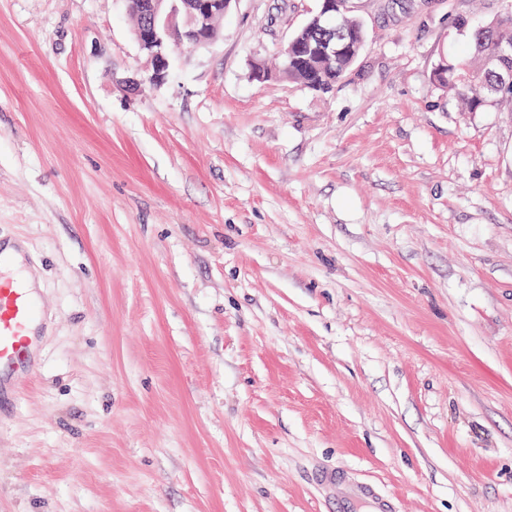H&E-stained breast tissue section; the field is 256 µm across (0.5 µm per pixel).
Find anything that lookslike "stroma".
<instances>
[{"label":"stroma","mask_w":512,"mask_h":512,"mask_svg":"<svg viewBox=\"0 0 512 512\" xmlns=\"http://www.w3.org/2000/svg\"><path fill=\"white\" fill-rule=\"evenodd\" d=\"M350 0L326 96L276 66L319 0H233L166 81L124 0H0V240L37 372L0 512H512V108L434 79L507 0ZM468 27H460L459 18ZM320 485L334 486L342 512H398L394 499L380 495L373 487L353 482L339 470H322L316 474ZM367 504L369 511H361Z\"/></svg>","instance_id":"obj_1"}]
</instances>
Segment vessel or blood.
<instances>
[{
  "instance_id": "obj_1",
  "label": "vessel or blood",
  "mask_w": 512,
  "mask_h": 512,
  "mask_svg": "<svg viewBox=\"0 0 512 512\" xmlns=\"http://www.w3.org/2000/svg\"><path fill=\"white\" fill-rule=\"evenodd\" d=\"M37 301L21 274L19 256L0 248V401L19 396L24 381L35 373ZM316 480L336 488L343 512H398L394 499L353 482L342 471H319Z\"/></svg>"
}]
</instances>
